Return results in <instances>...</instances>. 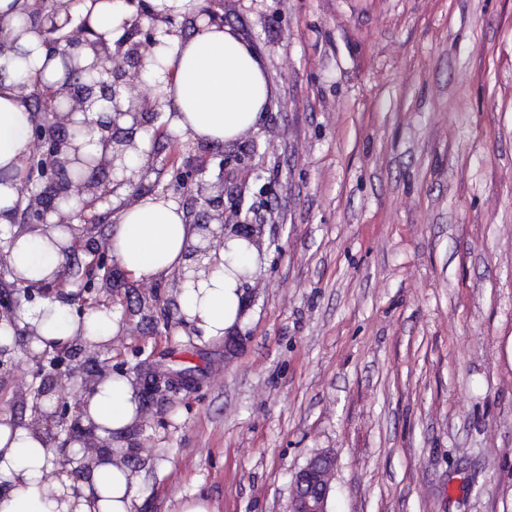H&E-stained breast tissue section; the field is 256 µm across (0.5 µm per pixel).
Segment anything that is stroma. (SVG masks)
I'll return each mask as SVG.
<instances>
[{
    "mask_svg": "<svg viewBox=\"0 0 512 512\" xmlns=\"http://www.w3.org/2000/svg\"><path fill=\"white\" fill-rule=\"evenodd\" d=\"M261 58L257 129L164 116L143 194L204 161L261 227L232 354L181 324L171 275L111 285L105 359L189 370L113 437L133 512H288L334 454L330 512H512V0H219Z\"/></svg>",
    "mask_w": 512,
    "mask_h": 512,
    "instance_id": "35a3bbf8",
    "label": "stroma"
}]
</instances>
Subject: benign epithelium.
<instances>
[{
  "instance_id": "1",
  "label": "benign epithelium",
  "mask_w": 512,
  "mask_h": 512,
  "mask_svg": "<svg viewBox=\"0 0 512 512\" xmlns=\"http://www.w3.org/2000/svg\"><path fill=\"white\" fill-rule=\"evenodd\" d=\"M125 3L136 11L131 16L130 27L115 48L91 39V31L83 24L78 37L64 39L74 49L91 50L94 58L86 66H71L66 85L55 91L52 100L36 109L38 120L29 147V169L30 173H36L41 149L44 148L49 158V172L40 191L28 194L26 188L20 189L25 217H17V224L22 232L51 224L73 231L74 220L84 221L80 206L85 199L105 203L120 188L128 190L123 206L131 207L138 202L136 178L141 171L128 167L126 154L138 149L137 134L153 121L160 107V95L140 97L133 92V84L142 80V73L153 57V49L159 44L156 22L165 23L166 33L171 34L175 18L158 15L145 0H125ZM145 18L151 20L148 27L142 24ZM78 113L83 119L73 120ZM70 125L82 126L89 130L90 135L99 136L104 146L102 153L81 155L80 146L74 144L66 133ZM177 183L173 189L164 187L162 196L167 198L171 193L179 194L184 200L212 210L208 222L197 225L199 241L189 246L186 254L188 263L175 273L173 287L179 290L188 281L196 284L207 279L214 265L221 261L220 251L224 248L227 226L224 225V184H218L217 194L207 195L203 193L202 185L191 176H182ZM59 199H65L73 206L68 210L60 207L57 205ZM88 252L94 264L105 263L107 273L103 284L106 285L104 291H109L108 285L114 279L117 267L98 246H88ZM21 336L26 357L34 364L32 377H43L40 386L29 384L21 394V403L31 404L28 426L43 433L49 442L59 439L53 430L64 431L67 444L78 442L84 452L81 465L70 470L66 444L52 449L54 468L45 475V481L65 473L78 482L104 455H112L109 442L96 435L93 423L85 422L83 398L69 401L66 386L62 384V377L76 373L71 361L84 348L75 341L34 354L30 342L36 336L35 328L26 325ZM187 383L184 373L167 372L151 376L141 385L135 382L133 386L136 393L151 397L162 392L175 393ZM334 466L333 455L321 452L296 471L291 480L288 512H329Z\"/></svg>"
}]
</instances>
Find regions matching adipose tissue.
Returning a JSON list of instances; mask_svg holds the SVG:
<instances>
[{"mask_svg": "<svg viewBox=\"0 0 512 512\" xmlns=\"http://www.w3.org/2000/svg\"><path fill=\"white\" fill-rule=\"evenodd\" d=\"M32 0H0V31L8 48L0 54V224L16 220L18 188L26 170L34 114L19 87L21 77L60 87L67 80V45L52 52L29 20ZM57 21L81 13L90 29L106 43L122 33L128 15L120 0H55ZM156 65L143 74L148 83H163L162 108L171 129L196 140L221 145L257 126L270 88L253 47L220 23L200 25L192 37L164 35L154 50ZM199 238L185 210L174 200L146 196L121 209L112 228V255L137 280L153 279L185 264L188 245ZM70 234L54 228L36 233L0 235V252L9 278L17 286L52 280ZM218 265L208 279L185 284L180 307L187 322L207 340L230 333L243 308L241 276L257 269V252L239 237L225 240ZM35 325L33 351L83 339L108 341L118 331L113 319L94 313L78 320L58 298L21 311L16 324L0 322V344L13 340L16 327ZM100 437L125 434L140 412L138 396L123 374L113 373L97 385L84 407ZM52 455L31 427L0 421V512H132L136 480L120 460H103L75 482L60 476L45 483Z\"/></svg>", "mask_w": 512, "mask_h": 512, "instance_id": "obj_1", "label": "adipose tissue"}]
</instances>
